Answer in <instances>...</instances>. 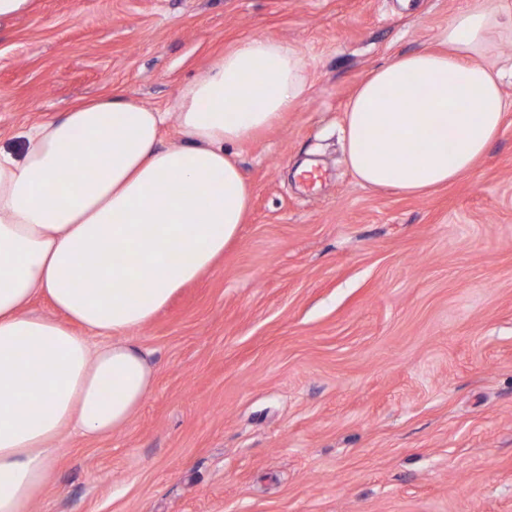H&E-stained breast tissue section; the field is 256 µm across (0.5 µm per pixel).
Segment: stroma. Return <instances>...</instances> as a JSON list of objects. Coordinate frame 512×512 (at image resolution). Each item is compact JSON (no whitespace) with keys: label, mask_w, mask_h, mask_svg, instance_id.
<instances>
[{"label":"stroma","mask_w":512,"mask_h":512,"mask_svg":"<svg viewBox=\"0 0 512 512\" xmlns=\"http://www.w3.org/2000/svg\"><path fill=\"white\" fill-rule=\"evenodd\" d=\"M479 0H30L0 20V146L104 94L166 112L239 40L306 56L307 99L235 146L251 208L215 267L133 340L154 388L65 435L31 512H512V82L473 171L363 187L357 85ZM316 160L320 180L297 173Z\"/></svg>","instance_id":"stroma-1"}]
</instances>
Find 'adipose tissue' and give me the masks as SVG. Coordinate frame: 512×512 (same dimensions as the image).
Returning a JSON list of instances; mask_svg holds the SVG:
<instances>
[{
  "instance_id": "adipose-tissue-1",
  "label": "adipose tissue",
  "mask_w": 512,
  "mask_h": 512,
  "mask_svg": "<svg viewBox=\"0 0 512 512\" xmlns=\"http://www.w3.org/2000/svg\"><path fill=\"white\" fill-rule=\"evenodd\" d=\"M500 9L484 0L457 14L447 50L395 57L357 86L344 140L363 185L423 194L485 155L507 104L500 73L472 55ZM308 92L297 47L250 37L180 89L181 144H162L165 113L108 95L28 127L20 149L0 147V512H29L61 436L112 435L151 393L130 332L223 255L251 200L234 146ZM39 295L58 317L31 311Z\"/></svg>"
}]
</instances>
